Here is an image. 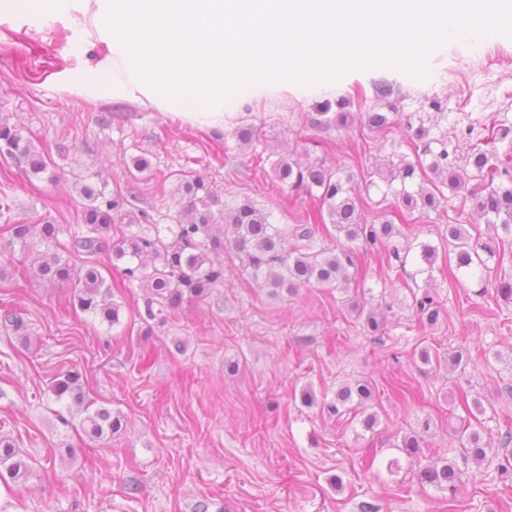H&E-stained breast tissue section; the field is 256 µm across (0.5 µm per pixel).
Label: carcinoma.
<instances>
[{
  "instance_id": "cac0c4a2",
  "label": "carcinoma",
  "mask_w": 512,
  "mask_h": 512,
  "mask_svg": "<svg viewBox=\"0 0 512 512\" xmlns=\"http://www.w3.org/2000/svg\"><path fill=\"white\" fill-rule=\"evenodd\" d=\"M349 104L344 97L326 101L322 111L312 116L311 124L322 129L346 125L349 113L344 108ZM334 105L338 111L332 113ZM362 120L378 132L394 125V120L381 112H364ZM434 144L438 148H432ZM423 153L431 156L427 166L420 160L402 159L391 168L390 181H401L398 196L404 211L422 215L438 211L446 199L441 190L444 186L455 195L469 194L487 223L512 233V186L494 185L499 174H512L511 156L500 161V171V165L493 163L494 150L474 147L461 166L446 134L432 138ZM0 155L24 166L33 176L56 167L54 159L38 150L22 130L6 122H0ZM271 171L293 191L318 190L319 208L307 213L300 224H277L273 213L257 207L252 198L225 201L208 178L184 171L177 174L180 209L170 216V223L158 224L150 212L130 207L132 191L115 186L108 192L91 182V177L78 176L75 182L84 203L78 211V230L68 240L59 239L61 225L47 220L5 225V246L25 247L28 240L40 238L45 251L39 254L36 275L54 288L71 291L73 303L81 311L115 325L120 322L121 305L113 300L98 262L100 255H112V260L122 262L125 281L139 286L135 306L139 336L153 335L176 317L184 304L206 300L223 287L226 259L238 262L241 273L275 299L292 296L304 287L349 292L351 284L359 283V260L364 253L386 251L388 257L401 259L398 247L392 244L400 231L387 215L377 217L375 223L366 222L362 199L353 192L354 176L344 177L340 169L322 163H303L290 154L279 155L271 163ZM448 251L455 261L448 267L450 280L462 269L470 271L484 264L461 224L448 225ZM74 256L82 259V266L71 264ZM413 305L422 323L432 325L438 320L439 309L431 291L413 295ZM353 306L364 318L363 329L368 334L378 336L384 331V320L367 301L366 293L356 297ZM418 358L421 365L434 369L443 365L458 368L467 364L468 349L460 347L442 357L424 347ZM51 391L56 400L68 399L79 409L84 415L81 427L91 437H112L127 424L120 413L93 408L86 376L77 369L57 378ZM375 397V387L366 379L340 384L330 399L318 397L310 387L300 393L305 406L319 405L330 418L352 414L366 430L378 423ZM460 401L469 415L453 429V445L463 458L480 465L494 451L493 438L482 435L481 416L486 408L478 399L468 403L466 395ZM430 429L429 418L416 419L395 449L408 458L419 485L446 492L452 500L462 473L451 459L425 454L423 442ZM35 464L36 459L0 435L1 483L7 487L26 483Z\"/></svg>"
}]
</instances>
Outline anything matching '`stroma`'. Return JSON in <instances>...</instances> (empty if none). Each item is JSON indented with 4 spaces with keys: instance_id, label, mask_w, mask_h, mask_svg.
Returning a JSON list of instances; mask_svg holds the SVG:
<instances>
[{
    "instance_id": "1",
    "label": "stroma",
    "mask_w": 512,
    "mask_h": 512,
    "mask_svg": "<svg viewBox=\"0 0 512 512\" xmlns=\"http://www.w3.org/2000/svg\"><path fill=\"white\" fill-rule=\"evenodd\" d=\"M83 39L68 20L45 26L30 15L0 16V120L22 128L64 175L31 177L0 156V225L21 217L76 226V173L131 189L137 206L164 224L177 208L172 193L183 170L208 177L222 198L250 196L278 223L292 224L317 209L315 197L271 178L258 181L250 164L253 153L274 160L289 151L352 173L365 214L396 217L398 197L385 176L391 163L417 158L409 121L423 120L435 136L447 133L461 158L491 131L497 153L512 152L511 35L481 43L449 38L426 60L422 78L377 67L343 74L308 95L292 89L251 102L217 135L84 92L78 79L97 51H69ZM357 82L363 93L354 90ZM377 82L391 84L392 92L376 94ZM341 96L350 98L351 112L389 113L393 129L383 135L358 121L312 127L317 103ZM106 112L111 119L104 124ZM246 125L260 131L256 146L234 134ZM138 156L151 161V173L131 168ZM452 224L465 225L474 245L492 247L484 278L444 277ZM403 228L411 236L396 244L408 249L406 262L383 266L372 255L362 258L364 285L385 319L381 336L362 331L347 294L306 287L275 300L228 263L223 288L184 305L175 323L144 338L129 331L139 290L124 284L109 255L100 261L121 306L113 327L66 308L58 289L29 274L31 255L0 251V305L24 322L19 331L0 325V428L36 459L60 456L20 487L0 485V512H364L368 505L379 512H512V481L498 473L512 458V444L482 466L462 464L452 502L421 488L392 447L427 416L429 454L447 456L464 415L463 392L493 405L483 417L488 434L512 420V302L495 291L499 279H512V235L479 219L474 200L459 195L444 211L413 214ZM423 243L438 250L430 275L418 251ZM427 288L440 309L433 325L421 324L412 305L413 292ZM462 345L469 351L465 368L426 375L416 364L422 347L443 354ZM228 358L240 359L239 373H225ZM72 367L87 376L96 405L126 416L125 432L112 441L78 432L80 414L52 396V380ZM353 378L379 390L375 432L299 399L304 387L330 395ZM367 459L373 469H364ZM393 459L399 470L392 474ZM336 476L342 489L331 484ZM132 478L139 483L134 494L126 489Z\"/></svg>"
}]
</instances>
